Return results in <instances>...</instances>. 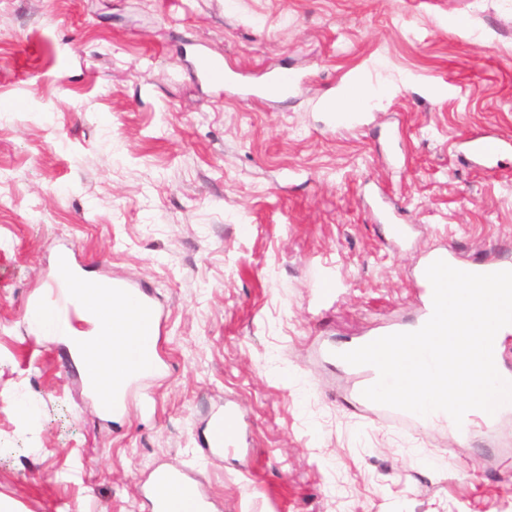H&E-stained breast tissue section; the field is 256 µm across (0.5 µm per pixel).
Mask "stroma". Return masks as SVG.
<instances>
[{"label":"stroma","instance_id":"obj_1","mask_svg":"<svg viewBox=\"0 0 512 512\" xmlns=\"http://www.w3.org/2000/svg\"><path fill=\"white\" fill-rule=\"evenodd\" d=\"M201 52L236 86L299 85L238 97L198 77ZM361 81L380 89L361 124L328 125L325 91ZM1 101L0 497L16 512H151L161 466L188 469L212 512H512V413L404 429L328 354L416 321L430 250L512 261V152L485 170L464 149L512 139V0H0ZM62 251L164 311L162 370L121 417L28 329ZM224 405L240 439L213 458ZM236 413L231 407L215 410L207 421L206 446L210 456L233 452L237 448Z\"/></svg>","mask_w":512,"mask_h":512}]
</instances>
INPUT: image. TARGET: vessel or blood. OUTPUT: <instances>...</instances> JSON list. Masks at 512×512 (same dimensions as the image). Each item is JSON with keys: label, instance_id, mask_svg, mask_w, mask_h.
<instances>
[{"label": "vessel or blood", "instance_id": "obj_1", "mask_svg": "<svg viewBox=\"0 0 512 512\" xmlns=\"http://www.w3.org/2000/svg\"><path fill=\"white\" fill-rule=\"evenodd\" d=\"M470 153L484 161L494 160L503 150V139L473 136L467 141ZM443 260L455 269L470 273H494L505 265L496 261L461 262L454 251L439 248L428 253L424 264ZM52 294L43 309L49 315L75 314L76 311L94 313L95 321L104 335L117 337V357L123 365L114 369L109 359L95 348H88L89 369L84 386L99 402L104 412H121L132 389L154 377L160 363L157 357V336L161 316L154 294L147 288L122 281L108 282L102 278L81 276L79 265L70 254H60L52 277ZM131 300L130 319L109 317L99 300L106 293ZM135 325L137 333L132 341H125L128 325ZM238 429L233 408L215 410L207 421L206 446L209 455L218 456L234 451ZM153 512H211L209 500L202 494L195 478L184 468L154 469L149 486Z\"/></svg>", "mask_w": 512, "mask_h": 512}]
</instances>
